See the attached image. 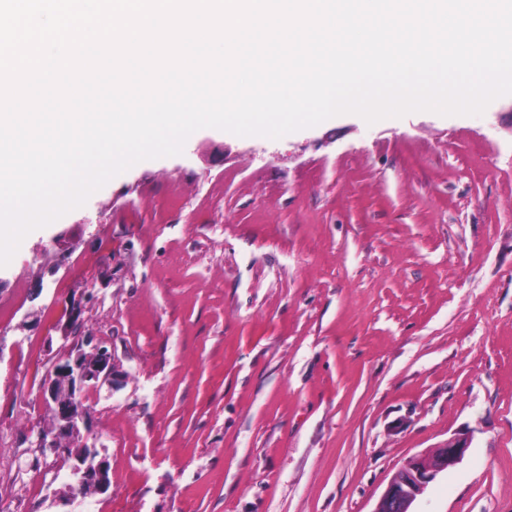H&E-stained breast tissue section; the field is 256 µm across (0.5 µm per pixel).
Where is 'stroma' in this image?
Instances as JSON below:
<instances>
[{"label": "stroma", "instance_id": "obj_1", "mask_svg": "<svg viewBox=\"0 0 512 512\" xmlns=\"http://www.w3.org/2000/svg\"><path fill=\"white\" fill-rule=\"evenodd\" d=\"M0 493L20 512H373L411 456L471 444L415 512H512V95L479 116L197 130L0 268ZM111 350L66 503L42 370ZM86 448V451L78 455L76 459L78 463L72 468L73 481L68 485L69 500L72 501L78 499L73 491L75 485L89 486L97 493H106L111 486L109 470L105 465V460L99 458V454L93 446Z\"/></svg>", "mask_w": 512, "mask_h": 512}]
</instances>
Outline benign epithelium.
<instances>
[{"instance_id":"7a95c632","label":"benign epithelium","mask_w":512,"mask_h":512,"mask_svg":"<svg viewBox=\"0 0 512 512\" xmlns=\"http://www.w3.org/2000/svg\"><path fill=\"white\" fill-rule=\"evenodd\" d=\"M118 377L112 352L95 342L94 337L84 336L70 344L45 369L42 396L55 412L51 426L34 434L32 446L44 454L69 456L68 443L79 440L90 419V410L84 406V393L106 382L115 384ZM468 447L469 437L459 434L431 452L406 459L391 477L373 512H411L417 497L441 472L459 463ZM72 476L73 481L68 485L72 501L77 499L73 491L76 485L89 486L98 493L107 492L111 486L105 460L92 446L78 455Z\"/></svg>"}]
</instances>
